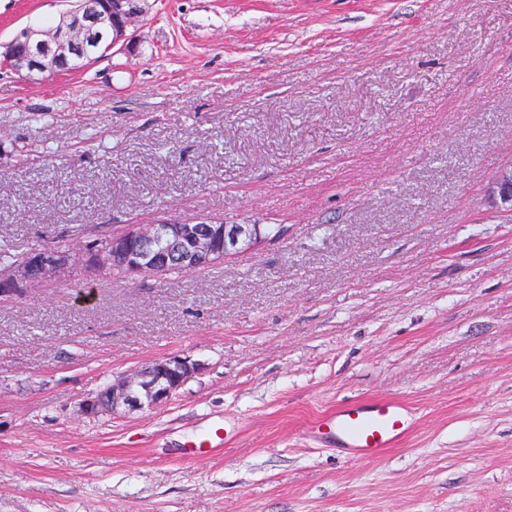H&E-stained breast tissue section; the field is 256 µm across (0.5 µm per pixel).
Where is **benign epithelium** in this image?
Here are the masks:
<instances>
[{"mask_svg":"<svg viewBox=\"0 0 512 512\" xmlns=\"http://www.w3.org/2000/svg\"><path fill=\"white\" fill-rule=\"evenodd\" d=\"M143 9L134 0H73L70 10L50 29L22 28L0 53V59L29 76L57 72L84 57L100 58L109 52L129 50V27ZM489 203L512 211V163L501 167L487 191ZM170 244L156 248L158 238ZM269 237L264 224H131L112 235L106 248L87 238L63 250L36 247L8 266L0 267V298H20L52 280H61L76 266L108 274L122 264L128 275L159 274L178 266L201 270L224 259L232 251L247 250ZM194 364L180 357L158 360L151 366L112 380L82 411L98 414L121 406L138 408L143 401L168 400L192 376Z\"/></svg>","mask_w":512,"mask_h":512,"instance_id":"benign-epithelium-1","label":"benign epithelium"}]
</instances>
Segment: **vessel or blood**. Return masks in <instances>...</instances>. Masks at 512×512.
I'll use <instances>...</instances> for the list:
<instances>
[{"label":"vessel or blood","mask_w":512,"mask_h":512,"mask_svg":"<svg viewBox=\"0 0 512 512\" xmlns=\"http://www.w3.org/2000/svg\"><path fill=\"white\" fill-rule=\"evenodd\" d=\"M411 431L408 406L394 397L353 401L317 416L306 432L353 459L383 457Z\"/></svg>","instance_id":"obj_1"}]
</instances>
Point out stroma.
<instances>
[{"instance_id": "obj_1", "label": "stroma", "mask_w": 512, "mask_h": 512, "mask_svg": "<svg viewBox=\"0 0 512 512\" xmlns=\"http://www.w3.org/2000/svg\"><path fill=\"white\" fill-rule=\"evenodd\" d=\"M67 0H0V43ZM132 50L0 67V242L281 224L209 268L0 301V512H512V0H148ZM98 132L100 144L88 142ZM178 356L170 399L104 383ZM397 397L386 457L310 440ZM224 427L223 449L191 440ZM489 203L512 211V163L504 165L495 174L487 191ZM194 364L180 357L158 360L142 371L113 379L95 397L86 399L82 411L98 414L118 407L138 408L146 400L160 403L168 400L192 376Z\"/></svg>"}]
</instances>
